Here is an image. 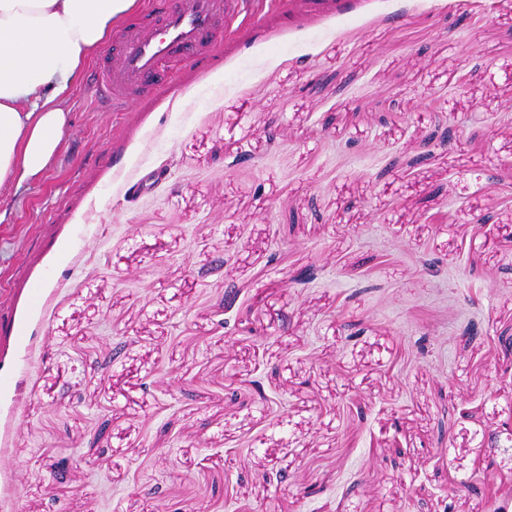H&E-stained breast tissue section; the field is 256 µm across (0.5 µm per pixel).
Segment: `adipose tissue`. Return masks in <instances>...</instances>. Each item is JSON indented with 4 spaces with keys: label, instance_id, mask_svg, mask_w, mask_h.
Segmentation results:
<instances>
[{
    "label": "adipose tissue",
    "instance_id": "ef3b65f1",
    "mask_svg": "<svg viewBox=\"0 0 512 512\" xmlns=\"http://www.w3.org/2000/svg\"><path fill=\"white\" fill-rule=\"evenodd\" d=\"M137 0H0V185L61 150L70 84Z\"/></svg>",
    "mask_w": 512,
    "mask_h": 512
}]
</instances>
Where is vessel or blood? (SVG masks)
I'll return each instance as SVG.
<instances>
[{
  "label": "vessel or blood",
  "mask_w": 512,
  "mask_h": 512,
  "mask_svg": "<svg viewBox=\"0 0 512 512\" xmlns=\"http://www.w3.org/2000/svg\"><path fill=\"white\" fill-rule=\"evenodd\" d=\"M240 14V0H170L160 15L125 25L99 65V87L112 101L133 106L158 93L182 61L211 54L216 37Z\"/></svg>",
  "instance_id": "b4317fda"
}]
</instances>
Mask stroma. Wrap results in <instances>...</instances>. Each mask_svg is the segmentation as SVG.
Listing matches in <instances>:
<instances>
[{"instance_id": "35a3bbf8", "label": "stroma", "mask_w": 512, "mask_h": 512, "mask_svg": "<svg viewBox=\"0 0 512 512\" xmlns=\"http://www.w3.org/2000/svg\"><path fill=\"white\" fill-rule=\"evenodd\" d=\"M245 10L132 112L87 61L51 166L0 186V512H443L487 466L512 0Z\"/></svg>"}]
</instances>
